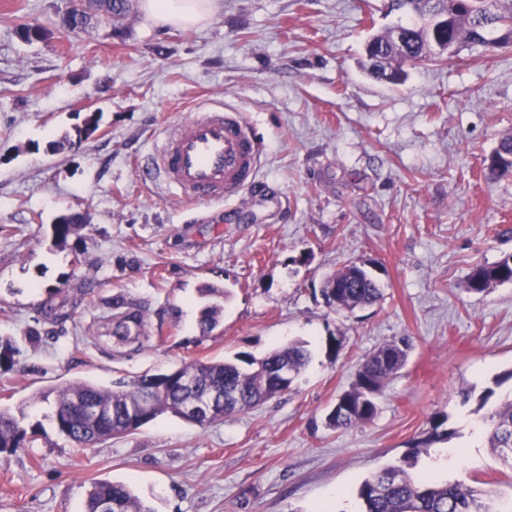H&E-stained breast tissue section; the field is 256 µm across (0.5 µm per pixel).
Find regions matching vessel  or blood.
<instances>
[{
  "label": "vessel or blood",
  "mask_w": 512,
  "mask_h": 512,
  "mask_svg": "<svg viewBox=\"0 0 512 512\" xmlns=\"http://www.w3.org/2000/svg\"><path fill=\"white\" fill-rule=\"evenodd\" d=\"M261 144L240 112L210 106L178 123L150 163L145 180H163L194 204L229 200L257 182Z\"/></svg>",
  "instance_id": "b4317fda"
}]
</instances>
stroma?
Here are the masks:
<instances>
[{"label":"stroma","mask_w":512,"mask_h":512,"mask_svg":"<svg viewBox=\"0 0 512 512\" xmlns=\"http://www.w3.org/2000/svg\"><path fill=\"white\" fill-rule=\"evenodd\" d=\"M68 0H0V407L39 425L0 457V512H84L100 481L123 482L156 512H361L359 484L410 460L414 474L461 449L441 480L512 498L478 397L512 395V283L475 295L479 264L512 254V174L488 177L512 138V48H463L391 85L365 46L405 22L387 0H219L208 24L159 28L141 8L78 34ZM44 29L27 43L24 26ZM240 112L262 143L257 188L198 207L145 183L164 137L199 108ZM97 116L95 136L76 130ZM79 212L66 242L53 226ZM367 264L383 290L337 313L326 281ZM230 293L202 333L199 289ZM146 309L148 336L116 345L112 300ZM408 338L375 417L326 424L368 355ZM339 340V352L329 343ZM299 340L310 362L290 389L206 426L164 414L77 451L36 395L104 387L195 360L260 357ZM470 399H462V391ZM446 442L409 459L430 418Z\"/></svg>","instance_id":"stroma-1"}]
</instances>
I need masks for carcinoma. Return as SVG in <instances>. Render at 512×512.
I'll list each match as a JSON object with an SVG mask.
<instances>
[{
	"label": "carcinoma",
	"instance_id": "carcinoma-1",
	"mask_svg": "<svg viewBox=\"0 0 512 512\" xmlns=\"http://www.w3.org/2000/svg\"><path fill=\"white\" fill-rule=\"evenodd\" d=\"M134 0H96L86 4L82 13L96 9V24H108L114 16H123L133 9ZM413 21L398 30L406 40L398 44L394 33L372 37L366 45L370 72L394 85L405 82L407 73L403 64L442 59L446 48H432L425 27V11L436 10L451 16L450 45L454 50L462 46H512V0H473V8L459 10L455 0H408ZM489 173L505 175L512 172V139L499 143L494 150ZM84 216L70 212L54 225L55 237L64 242L81 227ZM336 287H325L326 305L336 312H354L375 304L382 298L376 278L367 275L357 265H347L329 279ZM512 283V255L491 264L472 269L466 280V289L473 294L485 292L494 284ZM221 307L205 306L200 311L202 330H211L218 322ZM145 334V316L139 310H129L115 317L113 336L120 341ZM409 341L393 339L380 345L365 360L353 388L337 398L338 406L326 416L332 428H351L366 423L377 413V396L387 381L404 365ZM309 362L305 346L292 342L275 348L261 358L243 354L234 360L194 361L154 375L162 389L154 394L156 414L168 412L190 395L211 391L240 393V397L224 402L210 422L222 421L245 409L257 407L278 396L274 373L281 365H288L298 374ZM192 372L196 377L194 391L178 384V377ZM141 378L126 389H108L86 381L70 383L56 391V404L51 420L59 433L76 445L87 448L116 436L127 435L143 426L131 425L127 408L138 405L147 396ZM448 415L438 413L429 420L424 436L410 443L411 453L434 443L447 440L452 432L445 428ZM491 447L504 464L512 466V396L505 399L485 418ZM27 429L20 420L0 410V455H13L24 449ZM364 512H503L494 507L486 494L474 485L464 482L438 481L429 475H414L401 465H389L368 476L358 489ZM110 498L119 505L118 512H155L128 486L120 483L97 482L92 485L85 502V512H99L103 499Z\"/></svg>",
	"mask_w": 512,
	"mask_h": 512
}]
</instances>
